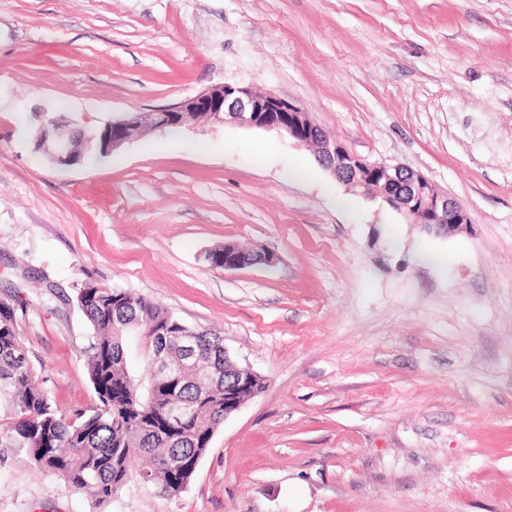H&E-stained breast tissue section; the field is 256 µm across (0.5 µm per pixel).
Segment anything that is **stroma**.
I'll return each mask as SVG.
<instances>
[{"label":"stroma","instance_id":"stroma-1","mask_svg":"<svg viewBox=\"0 0 512 512\" xmlns=\"http://www.w3.org/2000/svg\"><path fill=\"white\" fill-rule=\"evenodd\" d=\"M224 82L418 171L470 227L424 231L274 129L154 130L65 169L35 150L32 113L90 132ZM227 242L278 262L213 267ZM86 281L265 380L182 493L101 512H512V0H0V302L69 414L95 403ZM90 510L0 448V512Z\"/></svg>","mask_w":512,"mask_h":512}]
</instances>
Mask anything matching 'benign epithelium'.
Masks as SVG:
<instances>
[{"mask_svg": "<svg viewBox=\"0 0 512 512\" xmlns=\"http://www.w3.org/2000/svg\"><path fill=\"white\" fill-rule=\"evenodd\" d=\"M182 115L176 125L190 120L195 112H207L218 124L277 129L296 142L314 148L319 162L346 185L372 193L389 206L405 213L413 223L439 234L471 225L467 210L440 192L425 176L407 167L374 161L350 153L339 141L317 125L303 107L271 92L250 85L219 83L172 106L139 112L112 123V138L104 153L136 140L148 127L170 124V114ZM74 129L56 123L44 126L42 148L59 166L74 165L71 141Z\"/></svg>", "mask_w": 512, "mask_h": 512, "instance_id": "1", "label": "benign epithelium"}]
</instances>
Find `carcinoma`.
Instances as JSON below:
<instances>
[{"instance_id": "obj_1", "label": "carcinoma", "mask_w": 512, "mask_h": 512, "mask_svg": "<svg viewBox=\"0 0 512 512\" xmlns=\"http://www.w3.org/2000/svg\"><path fill=\"white\" fill-rule=\"evenodd\" d=\"M76 302L91 332L85 355L96 404L73 416L36 379L14 310L0 303V447L19 448L36 470L89 491L91 512L134 474L146 489L180 494L224 424V383H235L224 380V337L199 331L192 358L182 349V321L146 297L85 283ZM135 334L151 368L145 396L125 357Z\"/></svg>"}]
</instances>
